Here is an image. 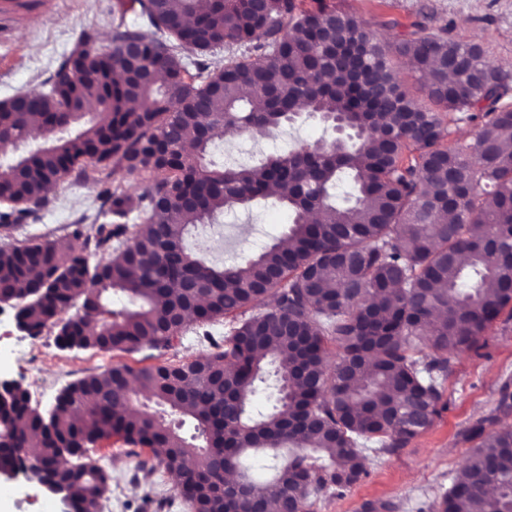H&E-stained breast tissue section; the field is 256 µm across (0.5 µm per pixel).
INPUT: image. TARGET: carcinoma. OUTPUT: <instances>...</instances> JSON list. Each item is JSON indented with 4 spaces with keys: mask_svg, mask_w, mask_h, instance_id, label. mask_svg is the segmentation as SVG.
<instances>
[{
    "mask_svg": "<svg viewBox=\"0 0 512 512\" xmlns=\"http://www.w3.org/2000/svg\"><path fill=\"white\" fill-rule=\"evenodd\" d=\"M112 12V52L87 31L46 91L0 103V142L14 148L32 138L34 116L51 124L42 148L0 165V202L10 204L0 233L38 219L47 188L68 176L102 185L105 219L68 225L80 246L66 251L45 237L0 247V303L17 302L31 337L57 330L62 348L162 356L192 330L207 354L86 375L47 421L24 389L0 396L11 426L0 468L36 464L52 477L67 456L73 512H96L109 476L83 458L114 440L137 456L164 449L142 468L176 476L193 512H257L269 486L279 507L313 512L368 476L366 455L396 454L426 431L445 406L451 354L477 349L504 311L512 319L508 92L481 83L486 53L448 30L416 21L388 39L327 0H116ZM218 47L228 61L214 69ZM402 58L418 87L402 77ZM71 70L92 79L73 82ZM74 105L91 118L73 135ZM445 112L478 121L474 143L445 144ZM302 115L328 129L342 121L354 139L299 141L253 166L211 159L227 130H273ZM119 171L140 184L134 206L109 182ZM343 182L352 192L342 198ZM271 183L290 216L288 247L221 266L189 249L216 214L270 198ZM314 211L322 222H310ZM114 293L132 308L112 309ZM277 365L286 390L256 413L251 399ZM132 380L210 438L233 483L193 463L195 436L135 406ZM494 412L464 431V464L432 512H512V428L486 427L512 413L507 383ZM255 456L273 461L270 480L250 472Z\"/></svg>",
    "mask_w": 512,
    "mask_h": 512,
    "instance_id": "carcinoma-1",
    "label": "carcinoma"
}]
</instances>
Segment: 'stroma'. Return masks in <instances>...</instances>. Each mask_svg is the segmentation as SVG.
Instances as JSON below:
<instances>
[{"label":"stroma","mask_w":512,"mask_h":512,"mask_svg":"<svg viewBox=\"0 0 512 512\" xmlns=\"http://www.w3.org/2000/svg\"><path fill=\"white\" fill-rule=\"evenodd\" d=\"M114 0H0V102L42 91L56 59L79 48L84 30L96 33L95 45L112 48ZM343 9L377 24H388L389 35L409 31L412 22L435 30L447 28L451 37L484 45L495 68L512 75V0H336ZM325 134L321 124L301 118L295 125L272 130L260 139L227 135L216 141V162L255 165L268 154L282 152L296 142H313ZM100 188L93 182L65 179L48 193L49 204L38 220H26L11 237L0 236V247L39 236L64 241L68 225L80 217L95 219ZM221 241H209L203 257L230 263L259 251L281 237L287 212L271 200H254L246 207L221 214ZM0 322V379L14 380L23 389L40 385L44 397L30 405L50 415L61 392L77 379L123 362L149 364L147 352L104 353L92 349H60L56 335L33 339L16 326V310L5 306ZM479 353L453 356V372L445 382L448 406L432 426L394 455L367 460L368 477L343 497L318 503L314 512H358L368 500H388L397 512L430 507L459 474L468 451L463 431L488 416L504 382L512 383V321H496L482 339ZM86 458L110 475L105 492L111 512H191L178 495L169 474L143 475L140 460L124 445H97ZM164 510H157L158 502ZM59 499L24 477L0 478V512H61Z\"/></svg>","instance_id":"stroma-1"}]
</instances>
